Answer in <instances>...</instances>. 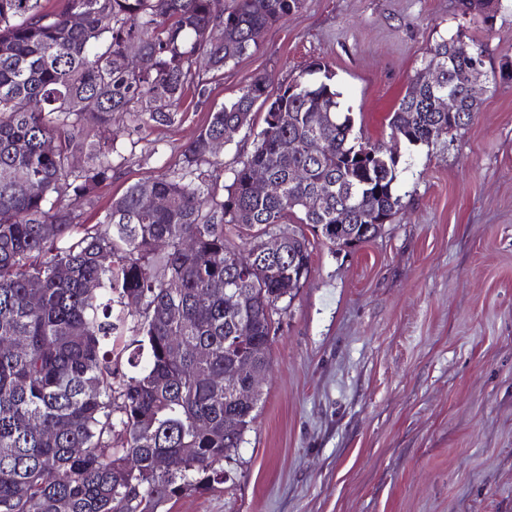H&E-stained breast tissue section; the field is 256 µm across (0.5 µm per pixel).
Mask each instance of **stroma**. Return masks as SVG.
<instances>
[{
  "label": "stroma",
  "mask_w": 512,
  "mask_h": 512,
  "mask_svg": "<svg viewBox=\"0 0 512 512\" xmlns=\"http://www.w3.org/2000/svg\"><path fill=\"white\" fill-rule=\"evenodd\" d=\"M467 2L303 0L181 121L115 118V175L80 223L180 168L209 112L257 75L274 93L328 65L354 136L389 142L390 113L441 39L483 44L488 73L512 63V10L487 20ZM394 151L391 223L353 249L313 242L234 481L170 512H512V81L453 137Z\"/></svg>",
  "instance_id": "1"
}]
</instances>
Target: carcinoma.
<instances>
[{"instance_id":"cac0c4a2","label":"carcinoma","mask_w":512,"mask_h":512,"mask_svg":"<svg viewBox=\"0 0 512 512\" xmlns=\"http://www.w3.org/2000/svg\"><path fill=\"white\" fill-rule=\"evenodd\" d=\"M301 2L235 0L224 14L214 0H63L53 12L42 0H0V512H165L234 480L224 464L261 389L237 401L224 379L242 357L269 368L277 316L311 272L302 226L362 244L377 236L362 232L365 214L398 210L399 159L352 136L334 74L318 64L274 96L227 198L216 195L224 163L211 141L228 127L253 131L268 95L260 76L210 113L179 171L129 186L99 223H77L112 179L115 115L176 123L189 86L208 92L192 70L198 57L224 69ZM132 41L146 58L137 71ZM482 56L459 35L437 43L425 65L437 83H411L391 136L427 145L468 126L489 91L466 77ZM450 84L454 118L437 107ZM89 102L92 136L80 124ZM257 170L281 194L253 192ZM152 196L166 206H150ZM271 233L286 240L273 259L256 253Z\"/></svg>"}]
</instances>
